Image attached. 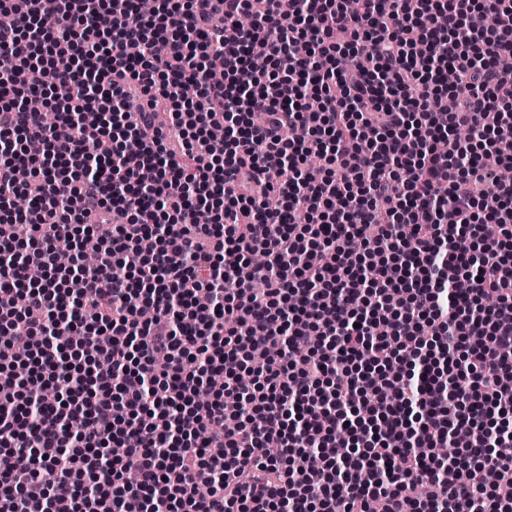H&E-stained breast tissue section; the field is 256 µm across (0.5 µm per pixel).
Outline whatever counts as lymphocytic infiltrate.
Wrapping results in <instances>:
<instances>
[{"label":"lymphocytic infiltrate","mask_w":512,"mask_h":512,"mask_svg":"<svg viewBox=\"0 0 512 512\" xmlns=\"http://www.w3.org/2000/svg\"><path fill=\"white\" fill-rule=\"evenodd\" d=\"M0 10V512H512V0Z\"/></svg>","instance_id":"1"}]
</instances>
